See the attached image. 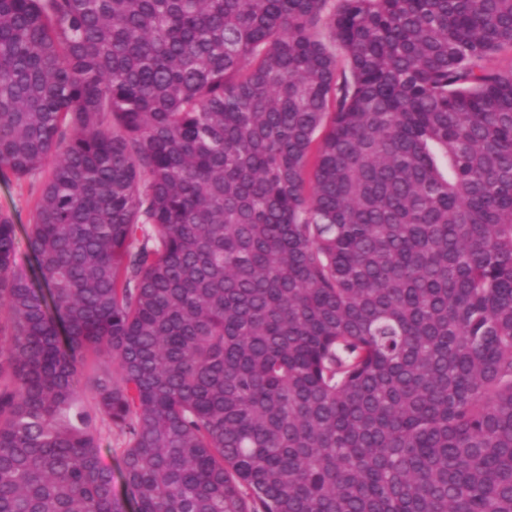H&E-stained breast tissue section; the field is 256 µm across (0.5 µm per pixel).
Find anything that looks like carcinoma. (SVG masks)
<instances>
[{
    "label": "carcinoma",
    "instance_id": "carcinoma-1",
    "mask_svg": "<svg viewBox=\"0 0 512 512\" xmlns=\"http://www.w3.org/2000/svg\"><path fill=\"white\" fill-rule=\"evenodd\" d=\"M504 50L512 0H0V512H512ZM48 169L46 166L30 180L9 183L0 180V211L10 214L17 228L15 265L18 269L29 271L34 264L24 229L31 222L37 191Z\"/></svg>",
    "mask_w": 512,
    "mask_h": 512
}]
</instances>
